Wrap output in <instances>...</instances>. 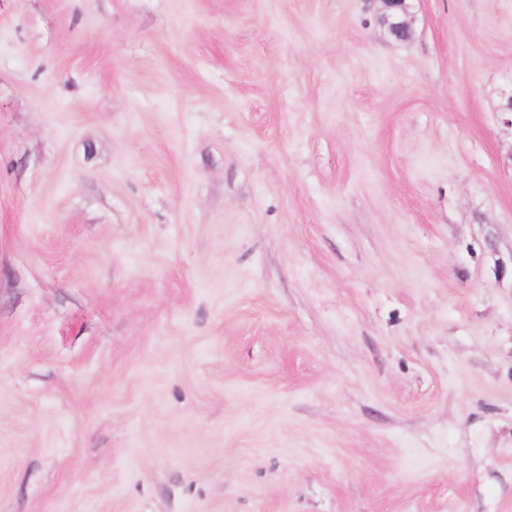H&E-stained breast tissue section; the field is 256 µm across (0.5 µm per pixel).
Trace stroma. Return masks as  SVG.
I'll return each instance as SVG.
<instances>
[{
	"label": "stroma",
	"mask_w": 512,
	"mask_h": 512,
	"mask_svg": "<svg viewBox=\"0 0 512 512\" xmlns=\"http://www.w3.org/2000/svg\"><path fill=\"white\" fill-rule=\"evenodd\" d=\"M0 0V512H512V0ZM408 0H382L383 13L381 23L398 39L407 37L411 32Z\"/></svg>",
	"instance_id": "35a3bbf8"
}]
</instances>
